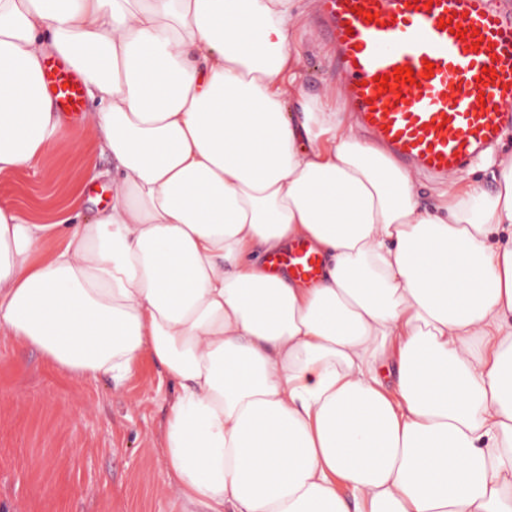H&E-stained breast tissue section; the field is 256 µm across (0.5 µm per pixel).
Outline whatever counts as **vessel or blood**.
<instances>
[{
  "mask_svg": "<svg viewBox=\"0 0 512 512\" xmlns=\"http://www.w3.org/2000/svg\"><path fill=\"white\" fill-rule=\"evenodd\" d=\"M321 31L361 125L399 161L445 176L512 130V12L494 0H321ZM399 67L412 82L394 80ZM45 83L59 111H83L66 63ZM271 262L301 280L321 267L300 244Z\"/></svg>",
  "mask_w": 512,
  "mask_h": 512,
  "instance_id": "b4317fda",
  "label": "vessel or blood"
}]
</instances>
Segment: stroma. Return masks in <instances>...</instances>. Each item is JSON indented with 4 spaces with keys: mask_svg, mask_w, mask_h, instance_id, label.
I'll return each instance as SVG.
<instances>
[{
    "mask_svg": "<svg viewBox=\"0 0 512 512\" xmlns=\"http://www.w3.org/2000/svg\"><path fill=\"white\" fill-rule=\"evenodd\" d=\"M303 86L338 91L316 11L300 37ZM85 99L66 113L57 145L35 165L0 175V207L38 224L78 203L94 216L112 196V158ZM174 388L142 357L122 385L84 379L0 335V512H182L161 454Z\"/></svg>",
    "mask_w": 512,
    "mask_h": 512,
    "instance_id": "1",
    "label": "stroma"
}]
</instances>
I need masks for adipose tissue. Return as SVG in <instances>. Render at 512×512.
I'll use <instances>...</instances> for the list:
<instances>
[{
    "instance_id": "adipose-tissue-1",
    "label": "adipose tissue",
    "mask_w": 512,
    "mask_h": 512,
    "mask_svg": "<svg viewBox=\"0 0 512 512\" xmlns=\"http://www.w3.org/2000/svg\"><path fill=\"white\" fill-rule=\"evenodd\" d=\"M305 15L0 0V174L56 141L50 56L115 162L94 218L0 207V334L79 377L160 365L186 512H512V154L493 190L452 180L423 205L305 95ZM298 240L322 258L308 286L266 266Z\"/></svg>"
}]
</instances>
